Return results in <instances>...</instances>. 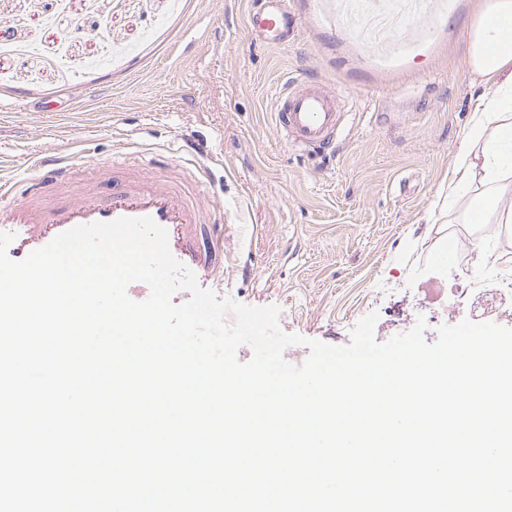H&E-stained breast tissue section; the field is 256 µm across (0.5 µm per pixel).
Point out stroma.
Instances as JSON below:
<instances>
[{
    "instance_id": "stroma-1",
    "label": "stroma",
    "mask_w": 512,
    "mask_h": 512,
    "mask_svg": "<svg viewBox=\"0 0 512 512\" xmlns=\"http://www.w3.org/2000/svg\"><path fill=\"white\" fill-rule=\"evenodd\" d=\"M250 0H0V181L33 157L151 166L208 154L224 210L218 297L275 305L279 325L349 343L376 313L386 342L451 316L426 289L512 285V226L471 224L476 191L443 202L479 93L469 66L484 0H289L287 44L256 42ZM323 82L345 122L334 155L288 145L273 121L292 77ZM447 248L454 259L432 262Z\"/></svg>"
}]
</instances>
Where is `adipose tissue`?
<instances>
[{
	"label": "adipose tissue",
	"instance_id": "1",
	"mask_svg": "<svg viewBox=\"0 0 512 512\" xmlns=\"http://www.w3.org/2000/svg\"><path fill=\"white\" fill-rule=\"evenodd\" d=\"M503 19H512V0H485L470 51L473 71L496 85L493 98L479 99L474 109L457 164L461 182L480 190L474 224L512 223V207L502 205L505 175L512 173V33L500 27Z\"/></svg>",
	"mask_w": 512,
	"mask_h": 512
}]
</instances>
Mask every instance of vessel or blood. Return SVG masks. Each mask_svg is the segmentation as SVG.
<instances>
[{"label":"vessel or blood","mask_w":512,"mask_h":512,"mask_svg":"<svg viewBox=\"0 0 512 512\" xmlns=\"http://www.w3.org/2000/svg\"><path fill=\"white\" fill-rule=\"evenodd\" d=\"M298 24L288 0H262L261 7L246 16L251 34L271 46L287 43ZM343 120L335 96L317 81L293 79L275 100L276 129L287 143L303 150L332 148ZM207 176L203 163L196 164L194 175L187 176L174 165L149 172L106 162L97 167L95 177L83 180L73 163L38 157L28 178L32 194L12 201V185L0 182V225H14L12 255L21 260L74 226L148 216L167 230L169 248L177 260L215 277L223 270L214 258L224 248L223 239H215L207 254L195 246L197 225L211 223L213 213L222 208L216 195L201 189Z\"/></svg>","instance_id":"obj_1"}]
</instances>
